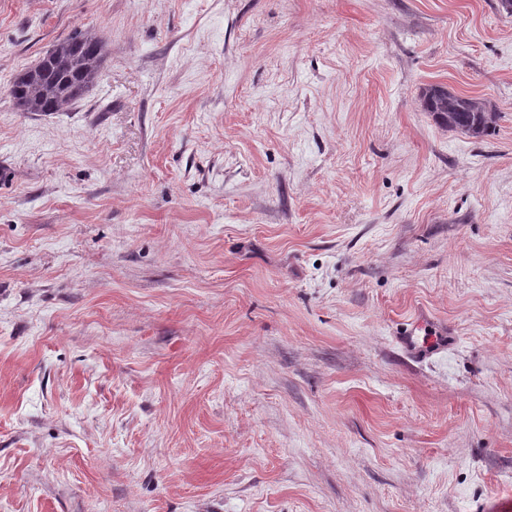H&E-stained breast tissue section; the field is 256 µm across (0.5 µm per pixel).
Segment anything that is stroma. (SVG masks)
Returning <instances> with one entry per match:
<instances>
[{
	"mask_svg": "<svg viewBox=\"0 0 512 512\" xmlns=\"http://www.w3.org/2000/svg\"><path fill=\"white\" fill-rule=\"evenodd\" d=\"M80 30L87 96L13 111ZM0 512H512L498 0H0ZM422 107L435 123L448 131L484 138L494 133L498 119L496 106L477 96L456 93L448 87L432 85L422 93ZM422 328L426 329V320L420 317L412 321L410 327L405 328L402 336H399V343L403 351L412 358L421 360L430 358L446 348H450L456 342V337L451 336L448 331V336L441 333L440 336H435L427 341L423 340L420 343L416 332Z\"/></svg>",
	"mask_w": 512,
	"mask_h": 512,
	"instance_id": "35a3bbf8",
	"label": "stroma"
}]
</instances>
